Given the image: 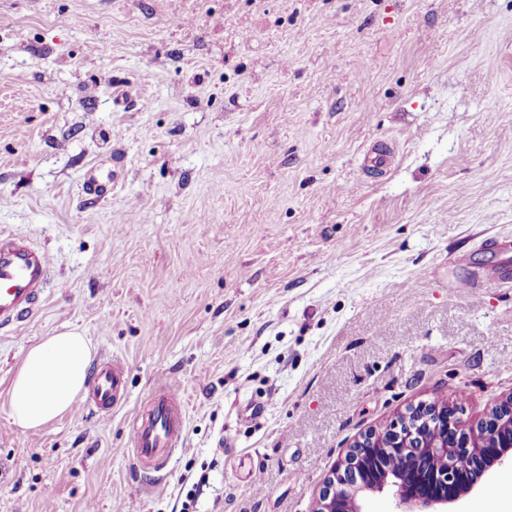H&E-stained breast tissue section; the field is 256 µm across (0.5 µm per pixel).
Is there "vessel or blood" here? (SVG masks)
Returning a JSON list of instances; mask_svg holds the SVG:
<instances>
[{
  "instance_id": "b4317fda",
  "label": "vessel or blood",
  "mask_w": 512,
  "mask_h": 512,
  "mask_svg": "<svg viewBox=\"0 0 512 512\" xmlns=\"http://www.w3.org/2000/svg\"><path fill=\"white\" fill-rule=\"evenodd\" d=\"M54 262L44 248L0 232V329L30 318L44 298ZM125 386V369L113 359L97 367L94 403L108 412L117 406ZM185 406L176 384H159L148 406L129 425L133 464L155 472L165 469L182 448Z\"/></svg>"
}]
</instances>
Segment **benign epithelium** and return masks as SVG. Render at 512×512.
Returning a JSON list of instances; mask_svg holds the SVG:
<instances>
[{
	"instance_id": "benign-epithelium-1",
	"label": "benign epithelium",
	"mask_w": 512,
	"mask_h": 512,
	"mask_svg": "<svg viewBox=\"0 0 512 512\" xmlns=\"http://www.w3.org/2000/svg\"><path fill=\"white\" fill-rule=\"evenodd\" d=\"M432 428L440 435L429 441ZM506 430L512 431V396L474 426L446 402L411 406L354 442L327 478L314 512H366V497L385 491L395 512H444L484 472L512 465V441L495 442Z\"/></svg>"
}]
</instances>
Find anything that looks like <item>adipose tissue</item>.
<instances>
[{"mask_svg": "<svg viewBox=\"0 0 512 512\" xmlns=\"http://www.w3.org/2000/svg\"><path fill=\"white\" fill-rule=\"evenodd\" d=\"M94 347L81 333H57L26 353L10 389L14 422L41 427L62 415L85 392Z\"/></svg>", "mask_w": 512, "mask_h": 512, "instance_id": "adipose-tissue-1", "label": "adipose tissue"}]
</instances>
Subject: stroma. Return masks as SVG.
Here are the masks:
<instances>
[{
	"label": "stroma",
	"instance_id": "1",
	"mask_svg": "<svg viewBox=\"0 0 512 512\" xmlns=\"http://www.w3.org/2000/svg\"><path fill=\"white\" fill-rule=\"evenodd\" d=\"M0 231L56 258L0 330V512H312L359 435L512 394V0H0ZM70 328L124 394L16 425ZM177 380L184 443L128 425ZM235 449V461L218 452ZM261 466L251 478V466ZM512 512V469L451 512ZM185 406L173 382L159 384L148 406L129 424L133 464L155 472L165 469L176 450L183 447Z\"/></svg>",
	"mask_w": 512,
	"mask_h": 512
}]
</instances>
